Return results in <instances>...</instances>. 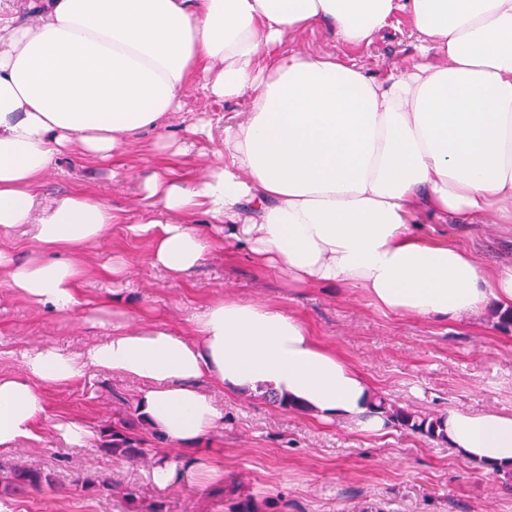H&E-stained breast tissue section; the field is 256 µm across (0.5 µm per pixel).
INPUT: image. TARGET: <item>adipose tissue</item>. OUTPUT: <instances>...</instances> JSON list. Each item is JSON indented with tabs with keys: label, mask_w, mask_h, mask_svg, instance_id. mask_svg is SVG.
<instances>
[{
	"label": "adipose tissue",
	"mask_w": 512,
	"mask_h": 512,
	"mask_svg": "<svg viewBox=\"0 0 512 512\" xmlns=\"http://www.w3.org/2000/svg\"><path fill=\"white\" fill-rule=\"evenodd\" d=\"M399 14L438 63L379 78L333 53L282 47L317 25L360 47ZM192 86L250 107L199 178L144 179L147 221L125 224L81 193L37 203L38 179L71 144L104 161L153 132L167 150L165 120ZM200 215L292 284L357 289L396 315L512 310V265L486 270L420 231L428 215L512 223V0H41L31 23L0 18V235L33 226L39 249L27 261L0 249V285L73 312L79 249L120 223L152 240L153 267L184 276L211 244ZM192 329L188 339L122 317L83 353L42 348L0 376V448L36 439L41 387L88 366L144 383L141 413L177 445L222 419L204 380L285 396L327 420L369 411L366 379L284 308L220 298ZM445 426L466 458L512 466V414L454 410Z\"/></svg>",
	"instance_id": "ef3b65f1"
}]
</instances>
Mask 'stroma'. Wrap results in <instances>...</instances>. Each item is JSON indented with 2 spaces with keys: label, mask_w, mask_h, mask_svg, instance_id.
Returning a JSON list of instances; mask_svg holds the SVG:
<instances>
[{
  "label": "stroma",
  "mask_w": 512,
  "mask_h": 512,
  "mask_svg": "<svg viewBox=\"0 0 512 512\" xmlns=\"http://www.w3.org/2000/svg\"><path fill=\"white\" fill-rule=\"evenodd\" d=\"M288 44L355 59L378 77L421 60L417 35L401 16L362 48L342 45L324 25L289 35ZM245 109V101L217 102L191 88L165 132L177 139L198 119L227 122ZM154 141L153 133L139 134L108 163L72 146L44 177L39 197L46 203L78 190L120 211L125 224L136 223L142 182L166 159ZM125 224L84 246L90 274L76 312L57 313L0 288V375L19 373L33 350L54 346L77 353L107 337L109 327L84 325L82 316L114 311L130 322L165 325L188 336L195 316L226 297L299 315L322 344L358 368L374 396L389 403L433 416L453 409L512 414V324L500 323L495 311L448 320L391 314L357 289L289 284L220 240L192 272L172 279L151 266L150 240L129 237ZM427 230L471 252L483 267L512 264V224L459 220ZM115 261L126 267L118 284L99 274ZM202 388L222 420L183 452L200 463L202 476L170 488L151 482L153 458L118 461L100 448L102 431L125 415L140 422L146 448L174 451L142 422L141 383L90 368L73 383L43 388L38 439L0 450V465L36 468L53 482L21 494L0 491V512H131L124 497L130 487L138 491L137 505L157 501L162 512H512V474L482 468L446 443L382 421L320 420L261 394L227 393L207 382ZM66 421L89 430L83 445L62 439L57 426ZM98 474L111 478V490L83 487V478Z\"/></svg>",
  "instance_id": "35a3bbf8"
}]
</instances>
